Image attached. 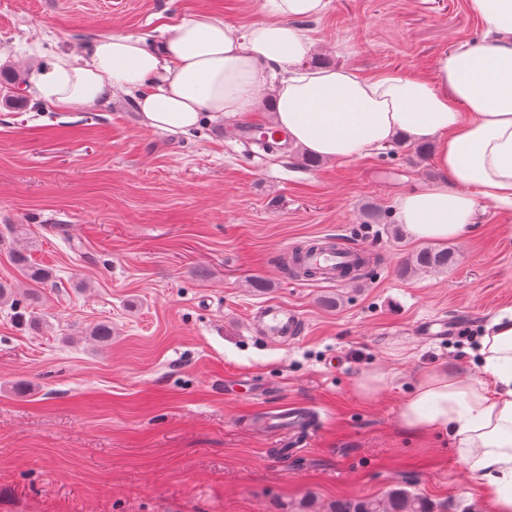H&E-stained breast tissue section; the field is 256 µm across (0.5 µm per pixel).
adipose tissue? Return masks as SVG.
<instances>
[{
    "instance_id": "adipose-tissue-1",
    "label": "adipose tissue",
    "mask_w": 512,
    "mask_h": 512,
    "mask_svg": "<svg viewBox=\"0 0 512 512\" xmlns=\"http://www.w3.org/2000/svg\"><path fill=\"white\" fill-rule=\"evenodd\" d=\"M328 2L264 0L265 19L244 29L198 12L152 45L124 33L101 37L44 67L35 86L62 110L131 94L144 126L172 133L207 115L251 112L267 87L274 127L324 160H358L398 136L433 142L441 183L396 205L414 239H464L489 204L512 214V0H469L490 46L457 44L430 77L303 67L314 40L301 22ZM475 368L473 376L452 368L422 375L398 421L415 435L448 432L485 482L487 512H512V310L485 325Z\"/></svg>"
}]
</instances>
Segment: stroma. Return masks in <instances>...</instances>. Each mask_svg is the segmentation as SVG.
<instances>
[{"label": "stroma", "mask_w": 512, "mask_h": 512, "mask_svg": "<svg viewBox=\"0 0 512 512\" xmlns=\"http://www.w3.org/2000/svg\"><path fill=\"white\" fill-rule=\"evenodd\" d=\"M263 2L0 0V65L29 74L114 33L154 42L195 11L245 27L265 19ZM304 25L314 59L363 73L428 75L452 44L487 42L468 0H329ZM4 96L0 280L30 286L15 249L55 278L30 307L41 327L0 305V512H328L397 484L434 512H486L448 432L412 436L397 411L421 374L471 371L482 327L512 309L506 215L486 206L473 234L447 241L453 266L413 272L424 243L395 201L439 180L433 160L392 145L303 167L294 145L240 137L271 124L265 103L167 133L127 97L60 111ZM330 236L370 254L360 280L283 273L280 257ZM267 302L300 311L296 342L249 332ZM100 321L111 342L80 335ZM374 367L388 382L366 401L355 383ZM286 406L309 428L265 429Z\"/></svg>", "instance_id": "stroma-1"}]
</instances>
